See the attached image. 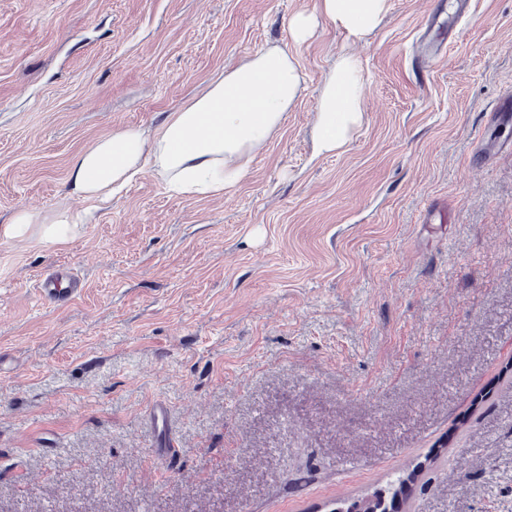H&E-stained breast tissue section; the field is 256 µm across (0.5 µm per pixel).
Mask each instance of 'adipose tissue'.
<instances>
[{"label": "adipose tissue", "instance_id": "1", "mask_svg": "<svg viewBox=\"0 0 512 512\" xmlns=\"http://www.w3.org/2000/svg\"><path fill=\"white\" fill-rule=\"evenodd\" d=\"M388 0H319L318 15L294 16L295 42L307 40L317 19L353 38L379 27ZM302 90L301 71L288 51L274 46L233 68L201 96L173 113L159 130L124 129L100 138L71 164L72 190L87 204L119 195L152 164L169 191L189 196L220 195L246 174L255 149L280 128ZM365 83L358 60L341 55L324 78L314 140L319 153L341 150L363 121ZM82 211L61 209L43 216L19 209L8 231L24 238L38 233L47 243L71 238L86 223Z\"/></svg>", "mask_w": 512, "mask_h": 512}]
</instances>
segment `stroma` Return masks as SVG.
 Instances as JSON below:
<instances>
[{"instance_id":"stroma-1","label":"stroma","mask_w":512,"mask_h":512,"mask_svg":"<svg viewBox=\"0 0 512 512\" xmlns=\"http://www.w3.org/2000/svg\"><path fill=\"white\" fill-rule=\"evenodd\" d=\"M472 2L428 67L440 0L302 43L319 0H0V512H328L426 459L408 512H512V0ZM272 46L304 90L233 189L148 164L75 237L5 238L83 208L78 153ZM342 54L364 120L320 155ZM59 265L64 305L35 287Z\"/></svg>"}]
</instances>
